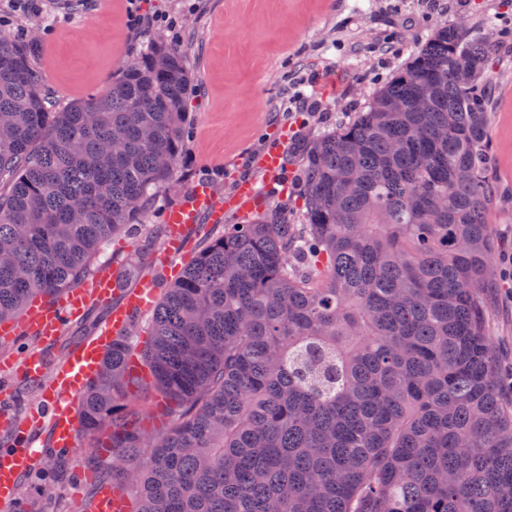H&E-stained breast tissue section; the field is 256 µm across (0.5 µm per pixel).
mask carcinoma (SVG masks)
<instances>
[{
	"label": "carcinoma",
	"instance_id": "cac0c4a2",
	"mask_svg": "<svg viewBox=\"0 0 512 512\" xmlns=\"http://www.w3.org/2000/svg\"><path fill=\"white\" fill-rule=\"evenodd\" d=\"M497 50L439 25L366 110L308 142L304 223L282 199L224 225L149 331L134 319L113 340L76 415L109 441L88 463L128 512H512L483 301ZM31 51L0 37V321L153 221L189 138L190 76L163 36L59 110ZM148 388L165 421L151 438L128 404Z\"/></svg>",
	"mask_w": 512,
	"mask_h": 512
}]
</instances>
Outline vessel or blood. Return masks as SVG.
I'll list each match as a JSON object with an SVG mask.
<instances>
[{
  "label": "vessel or blood",
  "instance_id": "1",
  "mask_svg": "<svg viewBox=\"0 0 512 512\" xmlns=\"http://www.w3.org/2000/svg\"><path fill=\"white\" fill-rule=\"evenodd\" d=\"M259 196L256 184L240 181L233 195L224 202H217L208 185L197 186L189 200L182 206L168 210L164 222L168 226L164 255L174 258L184 249L185 230L197 223L201 212H208L212 222L222 223L229 210L245 211L252 207ZM117 288V280L109 275L94 281L91 290L75 288L52 304L41 303L34 307L23 321L26 330L45 340L55 339L64 327L79 319L86 312L90 298L111 303ZM153 288L142 286L125 290L122 302L113 305L105 323L72 350L66 359L56 366H49L42 351L27 352L21 361L26 376L38 379L51 373L52 379L46 390L42 414L49 421L51 446L54 450L69 452L75 447L77 419L73 399L80 395L95 376L105 352L112 341L125 328L130 316L151 308ZM39 455L29 439H22L18 447L0 455V504H10L16 499L21 476L29 472Z\"/></svg>",
  "mask_w": 512,
  "mask_h": 512
}]
</instances>
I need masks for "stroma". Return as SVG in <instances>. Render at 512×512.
Returning a JSON list of instances; mask_svg holds the SVG:
<instances>
[{"label": "stroma", "mask_w": 512, "mask_h": 512, "mask_svg": "<svg viewBox=\"0 0 512 512\" xmlns=\"http://www.w3.org/2000/svg\"><path fill=\"white\" fill-rule=\"evenodd\" d=\"M0 0V34L21 31L36 35L35 60L43 75V91L56 107L89 98L118 78L124 62L136 57L157 36L148 28L131 32L129 0ZM148 14H179L180 44L191 74L187 99L191 137L167 196L183 204L193 188L209 184L216 196L231 193L239 177L256 181L260 199L251 213L230 211L222 224L209 221L186 230L191 254L222 235L225 225L261 215L276 201L278 186L299 193V138L352 120L380 86L412 61L437 25H461L471 35L496 28L501 67L492 71L495 87L489 137L491 183L501 203L487 222L497 237L495 263L512 254V0H139ZM305 95L316 108L296 107ZM282 147L288 168L273 180L261 167L267 144ZM165 243L163 233L145 225L136 235H122L110 247L108 271L124 285L168 286L155 257ZM103 303L90 305L88 317L103 320ZM70 325L51 345L20 332L0 335V360H20L30 349H44L50 364L90 336V325ZM485 329L493 356L512 367V273L500 271L487 293ZM91 438H79L52 500L43 496L44 477L31 471L19 485L18 497L35 507L52 503L58 512H94L97 489L87 481Z\"/></svg>", "instance_id": "35a3bbf8"}]
</instances>
